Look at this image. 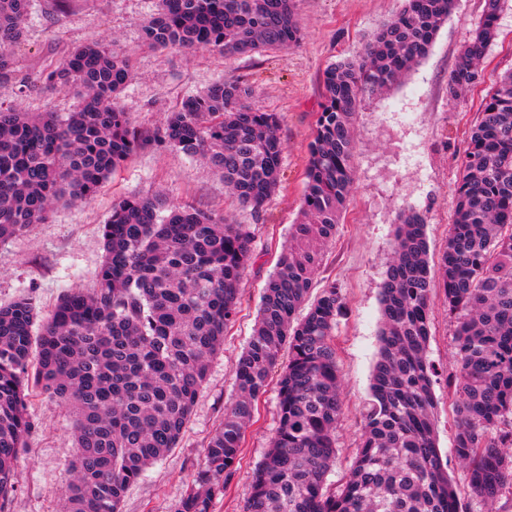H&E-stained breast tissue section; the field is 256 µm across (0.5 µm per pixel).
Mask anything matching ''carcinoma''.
Wrapping results in <instances>:
<instances>
[{
	"mask_svg": "<svg viewBox=\"0 0 512 512\" xmlns=\"http://www.w3.org/2000/svg\"><path fill=\"white\" fill-rule=\"evenodd\" d=\"M294 2L156 0L143 45L224 54L288 48L301 39ZM452 3L403 0L362 56L325 72L300 219L236 365L237 399L209 439L204 466L177 512H212L278 367L279 426L253 473L243 512H460L432 421L426 350L434 277L425 214L410 207L398 215L359 448L349 479L334 491L325 477L336 460L343 407L332 344L343 308L339 290L324 288L306 315L295 318L353 192L354 116L365 99L393 88L427 55ZM30 8L31 0H0V81L18 80L22 96L34 85L45 93L66 87L80 105L61 114L0 102V243L47 222L61 200H90L149 144L204 161L243 206L259 208L275 192L280 119L250 106V87L217 81L185 98L156 130H142L118 105L134 78L132 59L119 48L86 44L34 83L17 78L14 48L23 41ZM499 10L500 0H485L483 21L449 75V99L464 98L482 82ZM454 199L440 270L455 322V451L472 493L493 504L512 490V453L504 452L512 448V70L481 105ZM102 238L95 287L69 289L38 337L30 300L0 306V512H9L32 429L26 413L32 387L74 417L77 456L65 512H120L127 486L178 442L209 358L237 315L241 276L252 259L246 225L215 210L134 194L112 206Z\"/></svg>",
	"mask_w": 512,
	"mask_h": 512,
	"instance_id": "carcinoma-1",
	"label": "carcinoma"
}]
</instances>
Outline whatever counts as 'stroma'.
I'll use <instances>...</instances> for the list:
<instances>
[{
    "instance_id": "stroma-1",
    "label": "stroma",
    "mask_w": 512,
    "mask_h": 512,
    "mask_svg": "<svg viewBox=\"0 0 512 512\" xmlns=\"http://www.w3.org/2000/svg\"><path fill=\"white\" fill-rule=\"evenodd\" d=\"M401 7L402 0H296L297 46L248 55L207 49L186 55L144 47L142 25L155 0H69L62 11L55 0H32L24 40L15 50L20 76L35 78L72 48L99 42L132 58L135 77L119 104L142 129L159 127L177 101L219 80L249 84L252 106L280 117V184L260 210L235 202L206 164L151 144L90 201L58 202L47 223L30 225L0 243V305L27 298L43 318L68 289L92 287L103 256L101 226L122 196L140 193L189 202L250 227L256 258L243 273L238 314L224 333V346L210 359L208 379L176 448L128 486L121 512H176L203 467L204 447L237 396L235 366L258 319L267 281L299 217L313 125L324 100V73L334 63L361 55L372 34ZM483 7V0H454L427 56L387 94L369 97L355 116L354 190L313 286L318 292L336 285L344 301L334 332L343 413L336 428V463L326 475L332 487L346 480L359 443V410L370 393L379 355L380 291L397 216L409 207L426 214L429 257L438 260L454 220V187L470 131L498 76L512 69V0H503L498 35L483 61V82L464 100L448 97V75ZM17 90L16 84L1 83L0 102L18 100L32 112H68L77 104L68 91H34L21 98ZM453 330L443 291L433 288L427 358L435 369L437 446L462 512H512V493L491 506L472 494L468 470L455 453L456 395L448 382L455 371ZM28 415L33 429L18 461L11 512H62L76 454L73 417L40 393L30 398ZM277 425V390L271 386L257 402L231 485L215 497L212 512H243L252 472Z\"/></svg>"
}]
</instances>
